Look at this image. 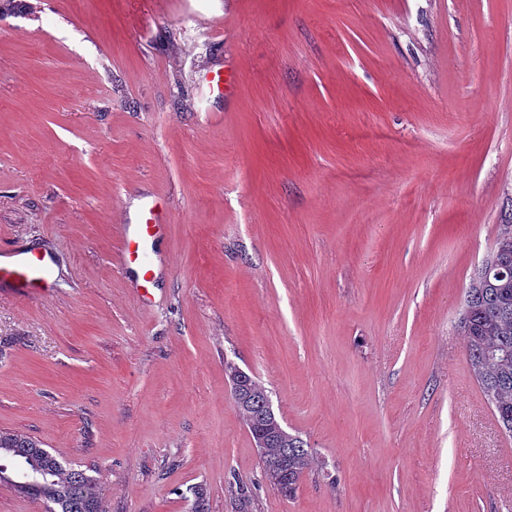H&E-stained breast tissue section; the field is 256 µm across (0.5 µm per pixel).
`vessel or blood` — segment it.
<instances>
[{"mask_svg":"<svg viewBox=\"0 0 512 512\" xmlns=\"http://www.w3.org/2000/svg\"><path fill=\"white\" fill-rule=\"evenodd\" d=\"M167 228V219L155 207L144 210L140 223L124 225L117 260L122 269L134 270L137 288L148 295L156 275L155 240ZM53 260L46 254L24 249L6 251L0 257V284L27 297L46 295L52 284Z\"/></svg>","mask_w":512,"mask_h":512,"instance_id":"1","label":"vessel or blood"}]
</instances>
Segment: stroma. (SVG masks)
Masks as SVG:
<instances>
[{"label":"stroma","instance_id":"obj_1","mask_svg":"<svg viewBox=\"0 0 512 512\" xmlns=\"http://www.w3.org/2000/svg\"><path fill=\"white\" fill-rule=\"evenodd\" d=\"M233 71L212 93L207 71ZM478 101L487 111H474ZM153 192L149 298L114 266ZM512 200V0H14L0 11V429L108 512H512L459 330ZM316 462L264 478L225 361ZM0 284H8L27 297L45 296L52 287L53 260L47 254L13 249L0 252Z\"/></svg>","mask_w":512,"mask_h":512}]
</instances>
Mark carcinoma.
<instances>
[{
    "instance_id": "carcinoma-1",
    "label": "carcinoma",
    "mask_w": 512,
    "mask_h": 512,
    "mask_svg": "<svg viewBox=\"0 0 512 512\" xmlns=\"http://www.w3.org/2000/svg\"><path fill=\"white\" fill-rule=\"evenodd\" d=\"M492 271L474 275L466 287V305L459 328L471 368L500 427L512 434V217L504 218L495 247L486 259ZM270 394L251 377L248 398L239 407L250 434L266 439L259 455L263 474L275 469L282 478L275 487L293 496L315 456L307 443L280 427L268 410ZM39 500L48 512H106L99 480L60 461L27 435L0 431V483Z\"/></svg>"
}]
</instances>
